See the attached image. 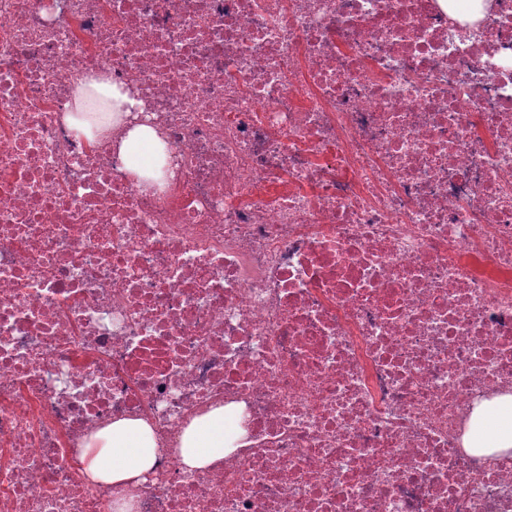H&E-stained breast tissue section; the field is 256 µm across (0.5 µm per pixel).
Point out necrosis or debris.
I'll use <instances>...</instances> for the list:
<instances>
[{"instance_id": "4bbe7bcc", "label": "necrosis or debris", "mask_w": 512, "mask_h": 512, "mask_svg": "<svg viewBox=\"0 0 512 512\" xmlns=\"http://www.w3.org/2000/svg\"><path fill=\"white\" fill-rule=\"evenodd\" d=\"M97 73L138 106L91 142ZM506 393L512 0H0V512H512L463 446ZM127 417L152 471L89 483ZM75 93L66 117L72 130L77 136L93 141L104 127L105 120L99 119L97 114H107L104 119H112L116 113L131 112L137 101L126 90L112 85L104 77L79 78L75 80ZM98 103L101 111L106 113L91 112V107ZM148 147L155 160L163 155L165 148L162 140L157 133L148 126H137L130 130L122 139L119 149L120 158L125 167L134 175L138 183L151 182L159 180L163 173L160 163H152L148 166L142 165L139 158V150L142 147ZM231 430L224 406L195 418L180 439L179 459L183 467L200 470L223 460L225 454L234 450L225 442ZM158 452V440L148 422L122 418L98 431L83 445V473L96 484L131 482L153 469Z\"/></svg>"}]
</instances>
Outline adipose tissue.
<instances>
[{"mask_svg":"<svg viewBox=\"0 0 512 512\" xmlns=\"http://www.w3.org/2000/svg\"><path fill=\"white\" fill-rule=\"evenodd\" d=\"M71 109L66 117L77 136L92 140L104 122L100 112L115 116L132 111L136 100L126 90L98 77L77 79ZM165 145L147 126L130 130L119 149L125 167L138 182L159 180V159ZM232 423L223 409L195 418L180 439L179 459L183 467L200 470L223 460L229 448L225 441ZM465 447L482 454L512 455V395H504L478 404L464 437ZM159 452L151 425L140 418H122L91 436L84 444L81 459L83 473L93 483L117 485L143 478L150 472Z\"/></svg>","mask_w":512,"mask_h":512,"instance_id":"obj_1","label":"adipose tissue"}]
</instances>
